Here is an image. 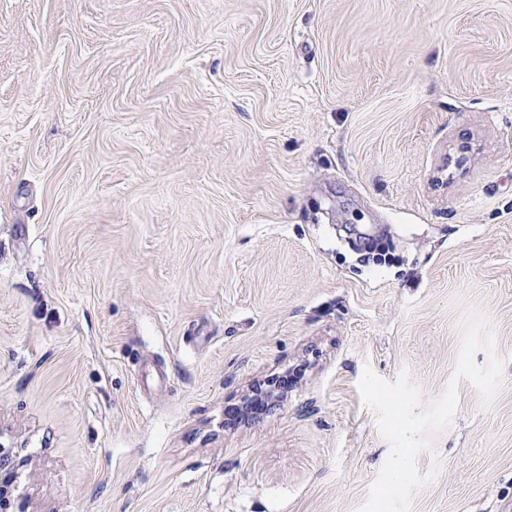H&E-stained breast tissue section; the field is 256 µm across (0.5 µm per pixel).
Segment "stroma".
I'll return each mask as SVG.
<instances>
[{"instance_id":"1","label":"stroma","mask_w":512,"mask_h":512,"mask_svg":"<svg viewBox=\"0 0 512 512\" xmlns=\"http://www.w3.org/2000/svg\"><path fill=\"white\" fill-rule=\"evenodd\" d=\"M470 309L414 512H512V0H0L12 512H357ZM264 386H268L269 388H265ZM275 389L276 388L271 387V384H266L265 382L252 385L249 391L242 396L240 405L236 407L238 418L240 419L239 422L256 418L255 410L259 403L268 402L277 397Z\"/></svg>"}]
</instances>
